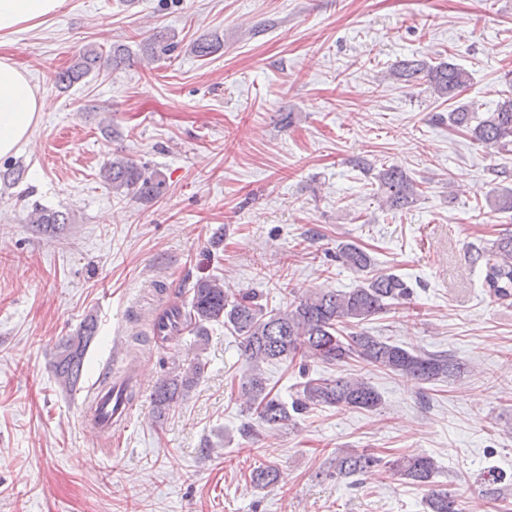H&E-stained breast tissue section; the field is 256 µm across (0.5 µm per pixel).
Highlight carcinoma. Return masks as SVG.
<instances>
[{"mask_svg": "<svg viewBox=\"0 0 512 512\" xmlns=\"http://www.w3.org/2000/svg\"><path fill=\"white\" fill-rule=\"evenodd\" d=\"M176 47L177 43L159 32L146 40L142 51L155 58ZM222 47L223 41L215 35L197 40L192 50L198 57H207ZM126 62L127 50L122 46L107 53L85 48L67 68L57 72L55 83L66 89L92 72L116 70ZM390 76L407 86L424 85L435 99L444 102L457 98L472 82L471 72L456 63L448 60L433 64L415 56L398 61ZM448 126L466 133L474 143L494 148L500 154H512V94L504 95L494 109L481 114L467 105H458L448 111ZM100 176L112 192L144 200L157 198L164 185L163 180L145 175L140 166L125 158L104 163ZM375 179L384 204L392 211L409 209L420 199L416 180L396 165L381 168ZM490 207L500 214H512V187L497 190L490 199ZM29 223L48 228L69 223V215L36 206L29 214ZM336 258L359 275V285L348 291L319 288L296 297L283 310H269L259 302V294L231 296L224 291L219 278L208 277L195 283L189 307L183 311L185 326L195 333L220 319L235 333L241 354L250 364L241 394L246 397L247 410L271 429L290 425L293 414H301L312 406L346 405L376 411L381 396L366 378L349 373L307 380L288 405L271 395L265 364L310 359L328 364L354 361L368 371L412 377L422 383L452 380L465 371L464 362L444 352L410 351L365 330L366 322L391 306L409 303L413 290L400 275L375 269L370 253L355 243L339 244ZM477 259L483 261L484 286L489 295L498 300L512 298V234H502L490 246L479 249ZM95 334L96 324L89 320L78 335L60 344L54 374L65 388L72 390L80 383L85 353ZM200 370L197 363L171 372L157 384V414H164L187 396ZM375 472L395 476L425 491L428 512H463L459 494L433 484L438 465L429 455L414 453L387 460L354 448L336 454L333 475L351 486L361 484L362 477ZM279 478V469L272 465L258 466L249 473L251 484L260 488L278 483Z\"/></svg>", "mask_w": 512, "mask_h": 512, "instance_id": "1", "label": "carcinoma"}]
</instances>
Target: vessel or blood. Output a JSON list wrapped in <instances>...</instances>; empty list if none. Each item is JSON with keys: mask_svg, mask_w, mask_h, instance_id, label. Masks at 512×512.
I'll list each match as a JSON object with an SVG mask.
<instances>
[{"mask_svg": "<svg viewBox=\"0 0 512 512\" xmlns=\"http://www.w3.org/2000/svg\"><path fill=\"white\" fill-rule=\"evenodd\" d=\"M184 332L180 318L169 314L155 319L154 334L163 342L174 343ZM142 392V380L132 368L112 379L94 382L90 387V398L85 404V428L99 437L111 435L112 431L128 422L134 400Z\"/></svg>", "mask_w": 512, "mask_h": 512, "instance_id": "vessel-or-blood-1", "label": "vessel or blood"}]
</instances>
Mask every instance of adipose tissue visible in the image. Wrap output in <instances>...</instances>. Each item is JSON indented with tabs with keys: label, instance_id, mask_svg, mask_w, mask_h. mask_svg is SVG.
Instances as JSON below:
<instances>
[{
	"label": "adipose tissue",
	"instance_id": "ef3b65f1",
	"mask_svg": "<svg viewBox=\"0 0 512 512\" xmlns=\"http://www.w3.org/2000/svg\"><path fill=\"white\" fill-rule=\"evenodd\" d=\"M61 0H0V38L32 30L59 10ZM48 101L35 89L27 70L0 57V158L27 146Z\"/></svg>",
	"mask_w": 512,
	"mask_h": 512
}]
</instances>
